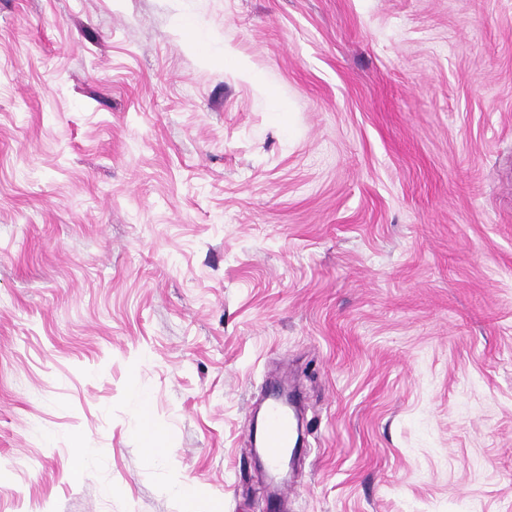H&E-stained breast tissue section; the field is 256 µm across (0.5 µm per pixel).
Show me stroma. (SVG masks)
Segmentation results:
<instances>
[{
	"mask_svg": "<svg viewBox=\"0 0 512 512\" xmlns=\"http://www.w3.org/2000/svg\"><path fill=\"white\" fill-rule=\"evenodd\" d=\"M276 382L288 512H512V0H0V512H267ZM284 405L273 395L268 404V418L264 427V452L269 469H276L292 443V423Z\"/></svg>",
	"mask_w": 512,
	"mask_h": 512,
	"instance_id": "stroma-1",
	"label": "stroma"
}]
</instances>
